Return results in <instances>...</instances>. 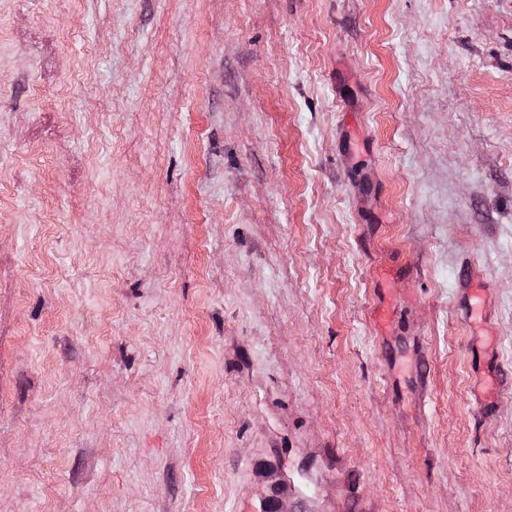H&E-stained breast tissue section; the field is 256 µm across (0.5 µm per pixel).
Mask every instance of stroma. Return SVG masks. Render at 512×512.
<instances>
[{"mask_svg":"<svg viewBox=\"0 0 512 512\" xmlns=\"http://www.w3.org/2000/svg\"><path fill=\"white\" fill-rule=\"evenodd\" d=\"M0 512H512V0H0Z\"/></svg>","mask_w":512,"mask_h":512,"instance_id":"stroma-1","label":"stroma"}]
</instances>
